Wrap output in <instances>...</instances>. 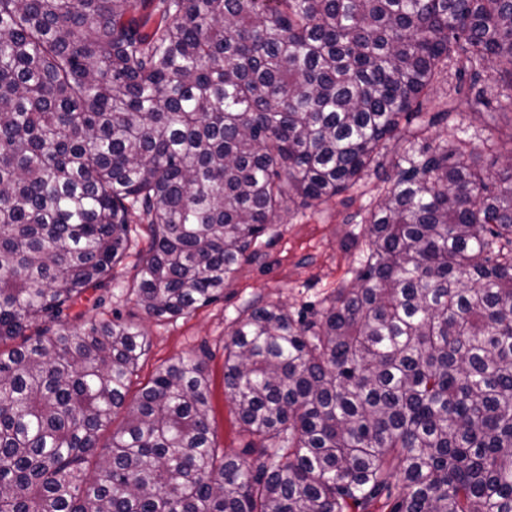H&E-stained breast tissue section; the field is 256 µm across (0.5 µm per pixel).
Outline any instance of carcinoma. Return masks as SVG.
<instances>
[{"label":"carcinoma","mask_w":512,"mask_h":512,"mask_svg":"<svg viewBox=\"0 0 512 512\" xmlns=\"http://www.w3.org/2000/svg\"><path fill=\"white\" fill-rule=\"evenodd\" d=\"M454 57L512 112V0H0V512H512V156L430 141ZM371 173L353 282L224 343L243 454L204 359L130 401L140 325L69 324L132 225L137 303L174 318Z\"/></svg>","instance_id":"cac0c4a2"}]
</instances>
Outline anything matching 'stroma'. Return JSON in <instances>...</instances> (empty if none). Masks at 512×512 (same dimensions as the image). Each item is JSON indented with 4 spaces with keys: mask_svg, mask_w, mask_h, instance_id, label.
<instances>
[{
    "mask_svg": "<svg viewBox=\"0 0 512 512\" xmlns=\"http://www.w3.org/2000/svg\"><path fill=\"white\" fill-rule=\"evenodd\" d=\"M454 86V79H443L434 86L432 97L462 113L464 122L433 127L430 140L439 143L463 134L478 146L487 135V127L492 126L497 130L500 153L512 154V117L489 107L471 108ZM381 192V183L371 176L355 189L318 206L286 213L282 223L261 237L256 254L226 284L223 297L177 318L156 319L138 306L134 293L136 271L139 253L147 242L137 238L115 280L102 290L104 305L96 308L89 302L77 304L70 322L79 326L90 318L119 317L140 324L147 350L132 378L130 390L134 393L159 366L186 355L203 358L211 380L214 443L225 452H241L249 439L224 394V342L235 319L256 303L285 305L296 317L318 310L325 298L352 279L367 240L363 218L375 207Z\"/></svg>",
    "mask_w": 512,
    "mask_h": 512,
    "instance_id": "35a3bbf8",
    "label": "stroma"
}]
</instances>
